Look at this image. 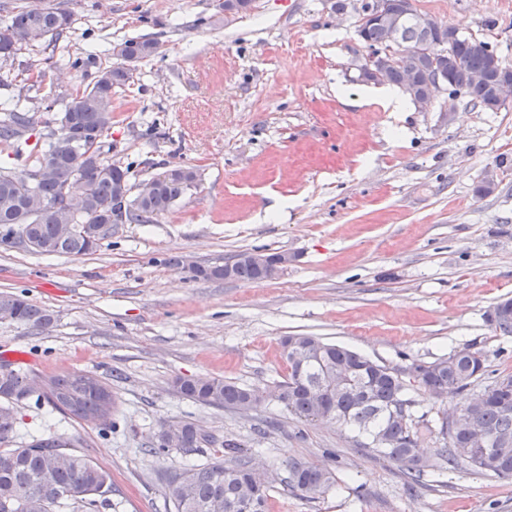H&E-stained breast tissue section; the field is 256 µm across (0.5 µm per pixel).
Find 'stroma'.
I'll return each instance as SVG.
<instances>
[{"label":"stroma","mask_w":512,"mask_h":512,"mask_svg":"<svg viewBox=\"0 0 512 512\" xmlns=\"http://www.w3.org/2000/svg\"><path fill=\"white\" fill-rule=\"evenodd\" d=\"M337 1L254 0L228 19L224 0H45L71 11L66 44L89 65L70 68L47 49L0 65V98L27 96L49 121L108 64L105 49L158 40L114 99L112 160L133 165L135 184L176 165L201 173L156 223L114 225L93 254L0 247V292L56 315L46 331L0 322V351L28 353L22 370L41 382L91 374L114 399L105 431L29 396L15 405L7 445L55 441L105 464L114 512H174L168 477L223 458L228 442L258 449L282 477L294 460L335 472L320 499L276 485L267 512H512L511 479L448 468L436 443H425L431 465L410 489L398 465L337 425L299 419L277 401L242 413L176 390L179 379L284 380L281 343L300 333L401 370L482 350L475 394L512 375V337L487 321L512 298V104L486 112L444 93L424 112L364 104L362 0H341V11ZM415 5L487 42L512 69V0ZM32 64L46 72L43 87L13 79ZM256 250L294 260L255 282L196 280L187 269ZM181 419L207 443L152 454L161 423Z\"/></svg>","instance_id":"obj_1"}]
</instances>
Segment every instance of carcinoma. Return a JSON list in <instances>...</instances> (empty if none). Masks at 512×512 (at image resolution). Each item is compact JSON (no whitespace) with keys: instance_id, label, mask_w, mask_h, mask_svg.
Here are the masks:
<instances>
[{"instance_id":"1","label":"carcinoma","mask_w":512,"mask_h":512,"mask_svg":"<svg viewBox=\"0 0 512 512\" xmlns=\"http://www.w3.org/2000/svg\"><path fill=\"white\" fill-rule=\"evenodd\" d=\"M369 3L361 5L357 29L372 43L382 44L387 32L366 21ZM72 25V14L58 7H20L7 25L0 27V60L8 61L24 47L55 46ZM409 50H421L427 33L414 26L401 32ZM153 39H129L110 49L116 62L100 69L97 79L72 97L64 112L53 119L55 127L29 150L23 168L0 163V245L10 247L20 240L34 244L33 250L48 255L84 256L96 252L112 235V201L120 192L129 193L124 223L154 224L194 187L199 173L180 166L154 177L153 194L141 199L133 194L131 167L112 162L107 142L112 128L114 96L132 78L130 64L158 53ZM494 49L483 41L459 35L451 53L460 70L468 75L485 71ZM414 59L402 58L388 70L385 83L407 92L408 66ZM462 93L486 111L493 89L487 81L464 82ZM38 118L22 98L0 101V155L19 153L29 142ZM91 153L87 159L86 153ZM79 187L82 209L64 206L71 188ZM79 229L63 233L62 225ZM192 276L203 280L259 281L265 279L247 253L222 264L196 265ZM505 311L489 320L494 332L512 337V299L500 302ZM0 321L49 329L55 316L18 295L0 293ZM282 346L288 364L284 380L265 387L244 386L222 378H204L177 383L179 393L203 405L249 412L269 401H278L299 418L313 421L328 413L331 422L352 434L359 448L398 464L405 470L408 486L421 481L429 461L420 444L428 434L438 433L447 442L436 449L440 459L454 468L466 462L479 473L499 479L512 478V376L486 387L475 404L464 400L462 418L455 427L441 419L439 430L420 429L412 415L395 413L401 402L413 404L409 387L417 386L434 399L466 391L485 373L486 361L471 348L458 350L430 363L417 364L415 382L399 377L388 368L346 347L317 336L286 337ZM34 394L31 378L11 368L0 372V442L14 431L12 404ZM108 388L83 373L59 376L46 383L40 396L76 419L98 410ZM160 432L168 445L150 442L154 453L172 449L188 452L201 447L205 434L194 422L162 423ZM264 467L250 449L225 444L221 461L192 464L167 480V498L175 512H266L271 486L256 484L251 473ZM303 498L317 499L336 483L334 472L303 461L288 464L281 479ZM112 492L108 471L91 459L66 450L65 445L34 440L24 448L0 450V512H100Z\"/></svg>"}]
</instances>
